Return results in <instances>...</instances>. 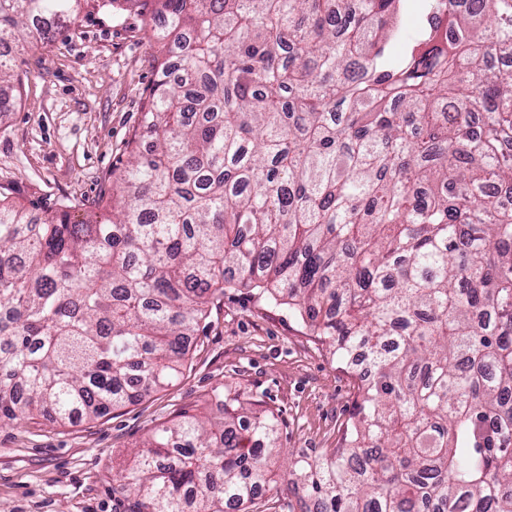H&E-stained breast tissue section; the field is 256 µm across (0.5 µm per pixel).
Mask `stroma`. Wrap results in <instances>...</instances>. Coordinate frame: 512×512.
<instances>
[{"label": "stroma", "mask_w": 512, "mask_h": 512, "mask_svg": "<svg viewBox=\"0 0 512 512\" xmlns=\"http://www.w3.org/2000/svg\"><path fill=\"white\" fill-rule=\"evenodd\" d=\"M156 50L140 15L105 9L26 49L16 109L0 121V191L35 213L85 219L142 129ZM218 387L261 401L278 417L283 447L315 455L337 446L357 378L287 306L225 289L169 386L71 424L37 416L0 425V512H131L133 497L117 489L130 453L180 416L215 415Z\"/></svg>", "instance_id": "1"}]
</instances>
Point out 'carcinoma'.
<instances>
[{
  "mask_svg": "<svg viewBox=\"0 0 512 512\" xmlns=\"http://www.w3.org/2000/svg\"><path fill=\"white\" fill-rule=\"evenodd\" d=\"M159 55L143 131L78 223L0 198V424H65L181 374L226 288L288 306L357 375L352 426L289 455L288 512H512V0H102ZM96 0H0V119L19 52ZM148 436L135 512L275 488L277 421Z\"/></svg>",
  "mask_w": 512,
  "mask_h": 512,
  "instance_id": "obj_1",
  "label": "carcinoma"
}]
</instances>
